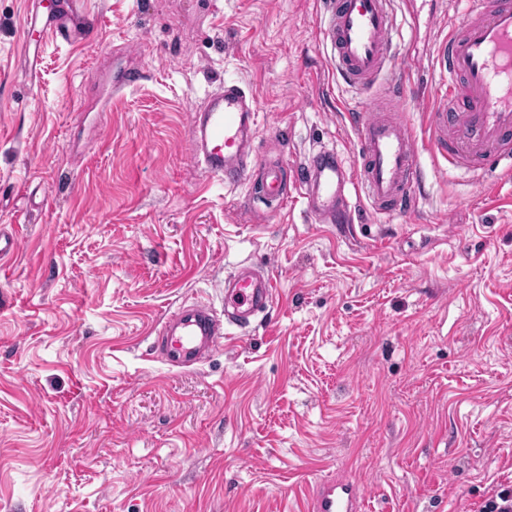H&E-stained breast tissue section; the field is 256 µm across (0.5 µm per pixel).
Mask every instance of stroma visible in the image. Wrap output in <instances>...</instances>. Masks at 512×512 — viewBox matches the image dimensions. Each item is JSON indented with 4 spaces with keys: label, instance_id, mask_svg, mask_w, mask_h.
I'll return each instance as SVG.
<instances>
[{
    "label": "stroma",
    "instance_id": "obj_1",
    "mask_svg": "<svg viewBox=\"0 0 512 512\" xmlns=\"http://www.w3.org/2000/svg\"><path fill=\"white\" fill-rule=\"evenodd\" d=\"M49 2L0 0V512H308L325 476L359 482L363 512H476L512 483V178L423 147L413 211L353 187L346 224L297 193L276 209L199 169L192 112L238 82L287 184L323 147L356 169L326 0H85L86 37L37 38L32 80L18 52ZM468 7L391 0L418 139ZM244 262L273 308L195 368L153 357L165 315L221 305Z\"/></svg>",
    "mask_w": 512,
    "mask_h": 512
}]
</instances>
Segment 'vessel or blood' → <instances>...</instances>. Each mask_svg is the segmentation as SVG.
Listing matches in <instances>:
<instances>
[{"label":"vessel or blood","instance_id":"vessel-or-blood-1","mask_svg":"<svg viewBox=\"0 0 512 512\" xmlns=\"http://www.w3.org/2000/svg\"><path fill=\"white\" fill-rule=\"evenodd\" d=\"M326 37L336 72L353 88L381 86L384 96L351 113L361 162L348 170L335 149L322 148L297 170V187L310 216L320 224L347 219L346 186L356 183L375 213L408 211L425 180L418 145L398 104L400 83L391 78L394 20L389 0H330ZM30 29L72 43L86 30L83 0L33 13ZM448 73V102L429 118L430 146L454 169L494 167L512 174V0H482L451 27L437 46ZM259 136L254 97L235 83L208 92L193 114L190 155L208 177L231 186L260 177L264 193L284 201L280 164L253 161ZM274 302L271 276L240 265L224 280V305L184 301L166 316L154 352L171 367H191L224 344V325L248 328L252 317ZM364 493L352 480L321 481L309 512H361Z\"/></svg>","mask_w":512,"mask_h":512}]
</instances>
